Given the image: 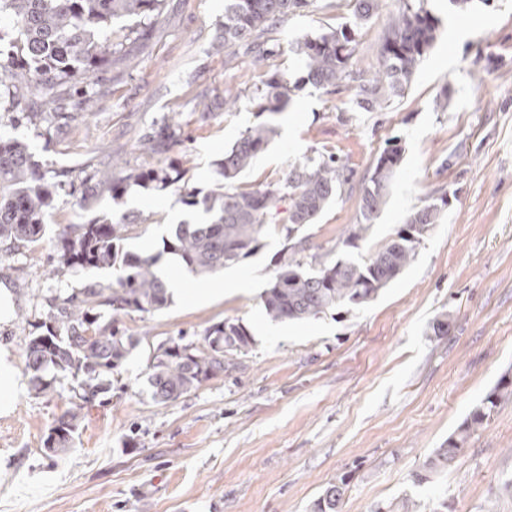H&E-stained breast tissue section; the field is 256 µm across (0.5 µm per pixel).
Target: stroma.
I'll use <instances>...</instances> for the list:
<instances>
[{"mask_svg": "<svg viewBox=\"0 0 512 512\" xmlns=\"http://www.w3.org/2000/svg\"><path fill=\"white\" fill-rule=\"evenodd\" d=\"M426 7L439 18L440 35L405 92L378 112L355 111L347 87L332 92L306 82L290 49L351 23L348 0H315L272 29L267 38L279 51L264 68L237 47L212 54L224 0H163L149 25L113 24L112 58L87 82L96 112L76 113L79 95L69 86L60 99L71 118L40 111L31 97L28 114L0 112V137L26 143L47 181L61 185L44 238L0 257V290L13 302L0 321V352L17 382L10 410L0 411V512H311L327 484L340 480L341 512H512V400L448 469L430 482L412 481L501 377H512V0H476L464 14L448 0ZM398 8V0H383L362 28L354 69L375 65ZM274 71L287 74L293 91L272 117L253 93ZM229 88L240 94L230 110ZM168 115L181 131L166 158L184 168L185 188L203 195L221 181L225 148L269 120L277 133L238 175L242 189L317 154L340 156L353 172L351 188L300 229L312 254L367 257L427 201L444 194L448 208L374 301L303 322H271L260 306L285 244L280 231L205 278L169 263L166 275L180 293L154 314L114 315L138 344L103 402L86 409L73 447L50 455L44 442L71 381L61 376L52 390L35 393L23 372L26 343L48 299L112 280L104 269L59 268L55 238L135 212L142 222L122 246L154 254L174 224L193 216L184 188L131 181L116 196L93 177L116 159L129 170L157 165L136 145ZM391 139L403 156L388 202L366 241L344 246L361 182ZM70 183L82 205L69 196ZM197 288L224 294L198 302L189 297ZM442 318L447 335H432ZM227 319L249 329L248 350L176 401L153 403L146 378L154 349Z\"/></svg>", "mask_w": 512, "mask_h": 512, "instance_id": "obj_1", "label": "stroma"}]
</instances>
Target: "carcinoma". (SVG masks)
<instances>
[{"mask_svg":"<svg viewBox=\"0 0 512 512\" xmlns=\"http://www.w3.org/2000/svg\"><path fill=\"white\" fill-rule=\"evenodd\" d=\"M381 0H350L353 25L306 36L296 43L305 79L317 87L353 85L354 105L376 112L411 83L421 60L437 39L440 20L425 7L427 0H400L388 20L380 51L379 69L366 76L351 69L359 28L376 16ZM311 0H224V37L215 45L220 54L243 44L261 64L273 55L262 35ZM162 0H0V17L12 24L15 38L0 48V96L4 111L12 112L30 92L44 98L73 80L88 76L112 56L111 26L119 19L151 20L161 12ZM288 77L272 73L258 89V105L275 116L290 101ZM179 125L167 118L140 142V149L163 154L178 142ZM276 133L275 125L247 128L217 166L224 183L201 196L184 194L187 206L203 214L199 222L176 225L161 252L140 255L123 250L120 242L141 217L124 213L95 224L78 225L72 237L59 234V263L67 268L110 269L115 279L72 290L61 303H50L39 332L25 349L24 374L32 388L42 393L53 388L57 377L73 382L68 406L56 419L45 440L54 455L67 452L84 419V409L108 393L118 372L138 340L104 322L108 314L155 313L170 302L169 280L160 261L168 254L190 274L205 277L250 256L271 231L270 220L280 201H288L281 224L288 245L275 260L274 276L260 295V305L271 322H299L317 318L341 306H363L375 300L411 263L416 249L448 207L443 194L412 211L406 224L365 260L332 259L314 254L306 261L302 241L295 232L313 224L342 194L353 172L335 156L321 155L288 168L281 180L253 190L235 185ZM403 156L402 146L390 141L377 157L360 188L359 221L343 244L359 247L386 204L389 189ZM165 190L181 180L179 169L157 166L124 176L101 175V182L117 194L129 181ZM55 186L48 183L28 146L0 138V240L35 243L47 228L56 207ZM253 338L245 325L226 320L205 330L202 342L181 336L154 350L147 382L152 402L165 404L198 388L224 371L228 356L246 351ZM512 398V379L504 376L471 410L463 423L413 475L422 483L450 465L462 452L470 434L484 426L500 403ZM345 483H331L313 503L312 512H339Z\"/></svg>","mask_w":512,"mask_h":512,"instance_id":"1","label":"carcinoma"}]
</instances>
